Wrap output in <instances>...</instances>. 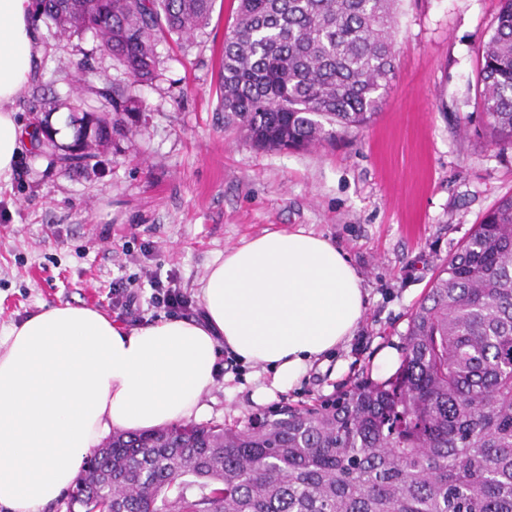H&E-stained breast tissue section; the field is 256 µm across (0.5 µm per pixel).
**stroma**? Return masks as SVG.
<instances>
[{
	"mask_svg": "<svg viewBox=\"0 0 512 512\" xmlns=\"http://www.w3.org/2000/svg\"><path fill=\"white\" fill-rule=\"evenodd\" d=\"M498 0H400L396 76L374 121L305 150L251 147L224 121L218 83L234 0H215L192 36L161 39L156 77L133 83L91 34L56 40L19 97L17 118H70L73 95L101 104L120 90L136 110L133 133L97 173H62L55 154L20 141L0 186V331L42 308L70 303L125 327L167 318L143 304L112 307L118 277L144 270L177 278L200 308V282L226 250L268 232L311 231L336 242L363 278L364 319L343 347L313 362L276 406H302L387 372L384 349L402 350L410 314L438 270L501 198L512 195V153L490 144L476 100L478 48ZM90 66L83 81L75 72ZM221 378L202 396L205 420L242 424L266 412L251 394L267 374L220 358Z\"/></svg>",
	"mask_w": 512,
	"mask_h": 512,
	"instance_id": "obj_1",
	"label": "stroma"
}]
</instances>
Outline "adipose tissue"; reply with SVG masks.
Instances as JSON below:
<instances>
[{
    "mask_svg": "<svg viewBox=\"0 0 512 512\" xmlns=\"http://www.w3.org/2000/svg\"><path fill=\"white\" fill-rule=\"evenodd\" d=\"M42 46L32 0H0V181L22 134L15 104ZM348 255L323 236L266 233L231 248L202 279V321L170 317L124 328L71 304L0 335V506L40 512L73 486L92 448L115 430L191 419L229 352L269 372L255 403L296 384L354 336L367 307Z\"/></svg>",
    "mask_w": 512,
    "mask_h": 512,
    "instance_id": "adipose-tissue-1",
    "label": "adipose tissue"
}]
</instances>
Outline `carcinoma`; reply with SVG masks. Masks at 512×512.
Masks as SVG:
<instances>
[{"mask_svg": "<svg viewBox=\"0 0 512 512\" xmlns=\"http://www.w3.org/2000/svg\"><path fill=\"white\" fill-rule=\"evenodd\" d=\"M214 0H33L58 40L90 33L134 82L156 44L207 25ZM398 0H238L224 37V118L254 147L307 149L369 124L395 77ZM478 78L486 131L512 151V0H500ZM61 171L95 169L132 133L116 93L79 97ZM512 512V196L487 211L410 315L400 363L315 404L239 427L112 434L67 512Z\"/></svg>", "mask_w": 512, "mask_h": 512, "instance_id": "cac0c4a2", "label": "carcinoma"}]
</instances>
